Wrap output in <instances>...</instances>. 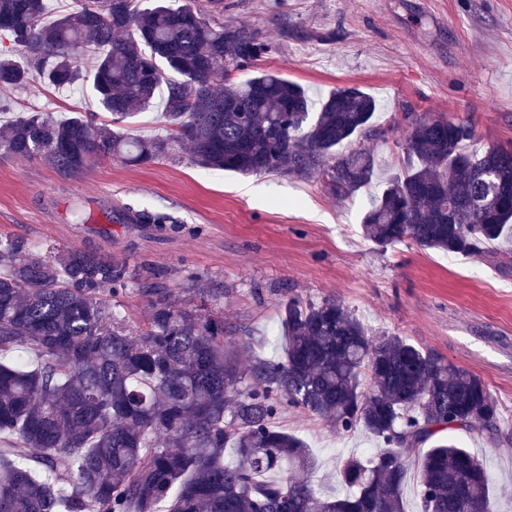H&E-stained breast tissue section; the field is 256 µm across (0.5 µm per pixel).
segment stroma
<instances>
[{"mask_svg":"<svg viewBox=\"0 0 512 512\" xmlns=\"http://www.w3.org/2000/svg\"><path fill=\"white\" fill-rule=\"evenodd\" d=\"M224 21L265 30L276 51L257 70L281 73L313 99L345 86L376 99L375 122L388 134L367 144L375 180L342 199L318 177L204 169L185 147L145 164L104 157L67 178L0 156V233L92 249L131 268L152 264L184 306L198 304V289L222 287L232 341L253 357L279 354L282 300L331 297L370 332L474 373L497 402L499 443L452 437L483 457L498 512H512V254L492 263L413 243L382 251L361 229L381 177L405 161V107L469 121L471 149L512 148V0H224ZM27 100L59 116L95 107L87 79L59 92L34 73L25 88L0 90V113ZM99 199L173 221L109 224L97 211L92 223L72 222L74 201ZM275 424L311 449V480L327 496L349 495L339 466L378 447L364 429L339 433L296 409Z\"/></svg>","mask_w":512,"mask_h":512,"instance_id":"1","label":"stroma"}]
</instances>
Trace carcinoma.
<instances>
[{
	"label": "carcinoma",
	"instance_id": "1",
	"mask_svg": "<svg viewBox=\"0 0 512 512\" xmlns=\"http://www.w3.org/2000/svg\"><path fill=\"white\" fill-rule=\"evenodd\" d=\"M139 2L76 0L49 19L44 0H0V89L26 84L33 69L68 89L91 52L94 95L111 117L23 111L0 123L1 156L70 176L103 156L142 164L187 143L200 167L322 177L342 198L372 180L365 143L385 131L370 95L339 87L315 112L276 72L234 81L274 50L267 33L221 21L224 0ZM163 89L167 133H129L124 123ZM403 118L406 167L365 212L366 239L497 254L512 240V149L469 150L474 129L463 120ZM119 219L173 223L131 208ZM159 278L148 264L0 235V512H405L409 462L427 444L422 512H495L483 461L445 437L458 429L494 441L498 407L478 376L401 336L372 337L334 298L295 296L280 302L281 356L242 366L225 350L224 289L183 307ZM135 287L149 298L138 327L112 303ZM290 408L338 432L362 426L381 444L341 465L354 494L316 490V458L274 426Z\"/></svg>",
	"mask_w": 512,
	"mask_h": 512
}]
</instances>
